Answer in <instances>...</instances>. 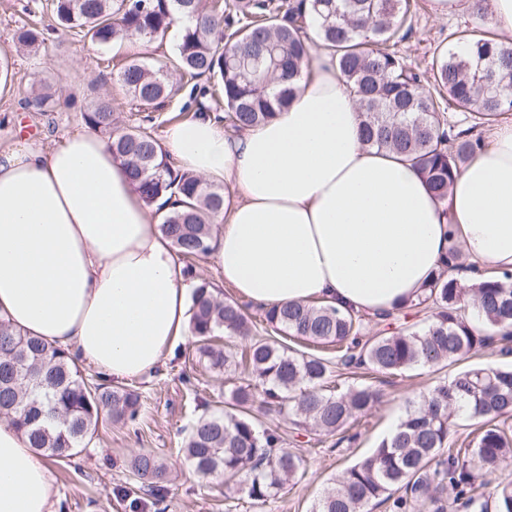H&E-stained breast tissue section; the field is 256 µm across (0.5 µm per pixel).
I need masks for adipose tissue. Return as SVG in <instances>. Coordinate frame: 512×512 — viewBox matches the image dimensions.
Listing matches in <instances>:
<instances>
[{"mask_svg":"<svg viewBox=\"0 0 512 512\" xmlns=\"http://www.w3.org/2000/svg\"><path fill=\"white\" fill-rule=\"evenodd\" d=\"M259 126L214 113L171 126L175 168L224 186L214 258L251 304H329L376 316L417 298L459 243L479 271L512 272V119L436 199L401 157L359 137L355 96L328 49ZM196 283L152 210L86 129L0 153V318L115 382L142 377L191 335ZM52 461L0 421V512H51Z\"/></svg>","mask_w":512,"mask_h":512,"instance_id":"1","label":"adipose tissue"}]
</instances>
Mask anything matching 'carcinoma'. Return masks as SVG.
<instances>
[{"mask_svg": "<svg viewBox=\"0 0 512 512\" xmlns=\"http://www.w3.org/2000/svg\"><path fill=\"white\" fill-rule=\"evenodd\" d=\"M416 0H51L54 21L101 46L117 40L152 43L177 18L186 25L174 56L151 63L127 60L113 75L139 122L120 123L112 104L100 101L86 122L112 139L113 158L126 168L142 200L158 204L160 229L192 270L211 250L213 220L224 193L191 172H175L153 133L165 103L185 86L190 100L218 95L217 119L235 132L264 123L300 89V64L312 48L333 51L341 81L360 105L364 146L391 151L412 163L441 200L458 172L482 147L474 134L512 112V42L478 28L448 33V48L433 58L431 77L407 64L393 47L411 31ZM15 42L37 53L45 46L37 26L15 31ZM206 79L208 85L196 81ZM468 113L473 124L457 129L448 109ZM416 300L396 314L366 317L330 305L289 304L265 311L259 329L242 305L218 299L211 285L195 290L190 323L210 368L229 370L237 381L224 393V410L207 411L193 423L186 458L204 477L240 483L254 504L274 496L304 465L287 448L278 427H261L255 412H275L297 429L354 443L348 425L383 398L374 381H352L331 390L326 380L365 369L395 375L422 367L442 369L468 355L512 340V273L480 275L462 288L454 272L464 269L458 246ZM425 313L422 324L395 325L398 315ZM477 322L483 329L472 326ZM227 331L248 343L226 351L213 338ZM331 346L333 355L309 353L265 334ZM140 395L85 377L70 353L0 320V417L24 434L30 446L70 462L82 451L102 414L134 424ZM480 425L465 447H454L458 417ZM512 416V367L475 366L444 380L405 414L367 457L331 480L311 512H368L390 504L391 512H448V501L488 512L476 484L512 464V432L499 420ZM131 472L162 496L166 471L150 452L131 460ZM449 498H444L443 493ZM494 512H512V483L498 485Z\"/></svg>", "mask_w": 512, "mask_h": 512, "instance_id": "cac0c4a2", "label": "carcinoma"}]
</instances>
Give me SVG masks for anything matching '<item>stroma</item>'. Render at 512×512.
Instances as JSON below:
<instances>
[{"instance_id":"1","label":"stroma","mask_w":512,"mask_h":512,"mask_svg":"<svg viewBox=\"0 0 512 512\" xmlns=\"http://www.w3.org/2000/svg\"><path fill=\"white\" fill-rule=\"evenodd\" d=\"M50 0H0V53L14 64L16 81L0 91V152L28 147L47 149L74 131L85 128V112L97 101H111L117 111H128L127 100L117 90L112 71L130 55L157 58L150 47L117 41L101 46L87 38L60 31L48 33L44 49L33 56L18 51L15 30L49 18ZM475 25L469 12L436 17L430 0H420L413 29L396 46L408 63L427 68L434 52L447 46L452 29ZM52 83L65 93L50 112L25 107L33 88ZM439 374L411 368L384 377L385 397L369 412L359 428L355 448L335 447L333 438L299 436L290 449L305 460L304 470L287 482L266 503L255 505L237 485L200 477L185 458L181 446L198 411L224 404L227 377L211 369L199 353L197 337H190L153 373L126 381L143 404L136 425L123 426L101 417L83 452L68 464H54L57 490L52 512H309L328 479L337 477L359 458L370 455L403 416L409 401L428 392ZM152 451L170 472L163 499H156L146 484L128 469L139 451Z\"/></svg>"}]
</instances>
